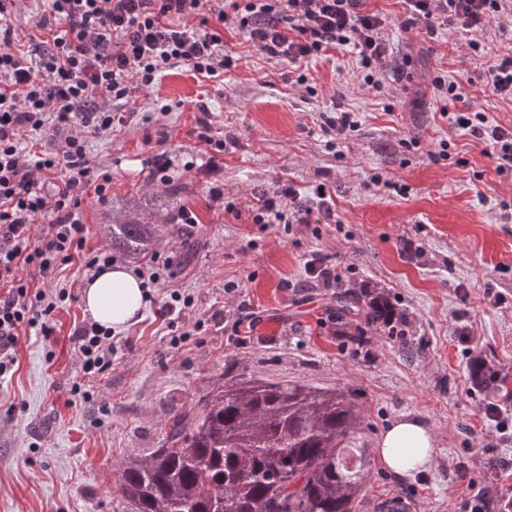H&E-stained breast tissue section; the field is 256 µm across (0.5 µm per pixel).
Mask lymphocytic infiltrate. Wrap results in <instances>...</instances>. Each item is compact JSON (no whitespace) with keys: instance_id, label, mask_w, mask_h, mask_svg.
<instances>
[{"instance_id":"lymphocytic-infiltrate-1","label":"lymphocytic infiltrate","mask_w":512,"mask_h":512,"mask_svg":"<svg viewBox=\"0 0 512 512\" xmlns=\"http://www.w3.org/2000/svg\"><path fill=\"white\" fill-rule=\"evenodd\" d=\"M366 0H47L35 16L39 50L26 53L13 26L15 0H0V375L16 362L22 326H41L57 303L53 294L31 292L30 277L48 279L83 255L90 271L111 265L112 255L87 250L84 196L105 200L112 182L88 156V139L125 123L108 108L133 92L148 90L158 73L183 64L206 77L234 64L224 32L242 33L269 59L288 64L297 84L308 83L304 66L332 50L357 57L362 85L384 89L389 54L388 22L365 10ZM401 28L421 26L428 37L454 28L468 35L474 53L488 55L483 81L512 102V50L489 53L479 39L508 0H403ZM199 17L196 25L185 24ZM449 125L484 146L497 171L512 170V130L489 124L472 109L441 110ZM49 136L48 152L27 150L25 137ZM332 192L318 186L305 198L293 184L277 182L256 196V224H306L313 210L333 218ZM28 278H21L19 270ZM43 335L50 327L41 326ZM85 373L107 370L117 351L111 331L85 322L75 336Z\"/></svg>"}]
</instances>
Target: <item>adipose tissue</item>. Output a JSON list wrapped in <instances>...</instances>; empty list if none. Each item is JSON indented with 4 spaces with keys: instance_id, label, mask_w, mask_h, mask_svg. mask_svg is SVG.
I'll return each mask as SVG.
<instances>
[{
    "instance_id": "adipose-tissue-1",
    "label": "adipose tissue",
    "mask_w": 512,
    "mask_h": 512,
    "mask_svg": "<svg viewBox=\"0 0 512 512\" xmlns=\"http://www.w3.org/2000/svg\"><path fill=\"white\" fill-rule=\"evenodd\" d=\"M83 303L95 321L119 333L141 319L146 295L139 276L116 265L101 270L86 283ZM379 450L390 470L409 475L430 463L434 437L431 430L417 420L402 418L382 434Z\"/></svg>"
}]
</instances>
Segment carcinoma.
Returning a JSON list of instances; mask_svg holds the SVG:
<instances>
[{
	"label": "carcinoma",
	"instance_id": "obj_1",
	"mask_svg": "<svg viewBox=\"0 0 512 512\" xmlns=\"http://www.w3.org/2000/svg\"><path fill=\"white\" fill-rule=\"evenodd\" d=\"M158 232L150 211L128 205L112 220V248L139 259ZM337 287L343 316L411 347L387 296ZM360 416L341 391L227 382L174 415L162 447L126 464L120 492L132 512H353L371 465L353 438Z\"/></svg>",
	"mask_w": 512,
	"mask_h": 512
}]
</instances>
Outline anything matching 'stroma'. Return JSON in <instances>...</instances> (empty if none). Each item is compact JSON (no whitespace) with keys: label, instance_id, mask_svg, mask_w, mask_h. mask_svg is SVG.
<instances>
[{"label":"stroma","instance_id":"1","mask_svg":"<svg viewBox=\"0 0 512 512\" xmlns=\"http://www.w3.org/2000/svg\"><path fill=\"white\" fill-rule=\"evenodd\" d=\"M388 17L390 56L410 67L385 70L393 111L359 86L355 56L333 50L311 62L315 93L291 85L241 33L225 31L238 62L207 79L184 65L112 109L126 126L92 139L94 166L112 176L106 202L85 198L87 244L111 249L109 227L127 203L156 206V251L174 275L150 290L143 317L119 333L111 367L85 374L71 336L89 314L80 299L91 273L80 258L61 265L46 292L71 300L51 315V335L22 327L16 365L0 380V512H130L118 487L124 463L161 447L168 419L228 381L342 390L362 412L358 442L376 451L395 420H418L435 435L429 466L410 476L374 459L355 512H379L401 498L411 512H485L512 498V435L497 433L483 406L512 390V173L463 130L439 116L429 83L443 74L471 108L512 128V102L485 92V65L460 33L429 38L402 30V0H367ZM355 113L359 126L330 147L323 113ZM207 118L226 150L214 156L197 138ZM448 158H439L441 142ZM168 151L181 179H149L154 154ZM217 172H209V165ZM309 194L334 189L335 223L262 226L251 219L255 193L276 180ZM220 185L225 212L209 189ZM197 216L172 223L179 208ZM329 257L354 293H385L409 321L411 349L383 332L336 315V291L313 286L306 257ZM188 299L173 321L155 312L170 293ZM499 376L484 384L475 362Z\"/></svg>","mask_w":512,"mask_h":512}]
</instances>
